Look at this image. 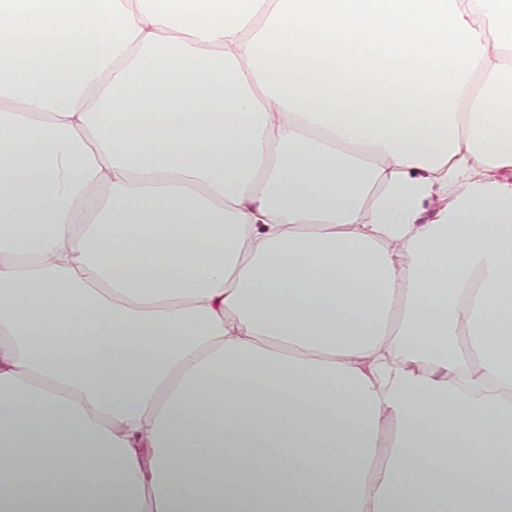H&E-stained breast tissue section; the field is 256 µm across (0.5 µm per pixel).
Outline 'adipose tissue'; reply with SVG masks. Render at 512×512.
Segmentation results:
<instances>
[{
  "mask_svg": "<svg viewBox=\"0 0 512 512\" xmlns=\"http://www.w3.org/2000/svg\"><path fill=\"white\" fill-rule=\"evenodd\" d=\"M0 512H512V0H0Z\"/></svg>",
  "mask_w": 512,
  "mask_h": 512,
  "instance_id": "ef3b65f1",
  "label": "adipose tissue"
}]
</instances>
